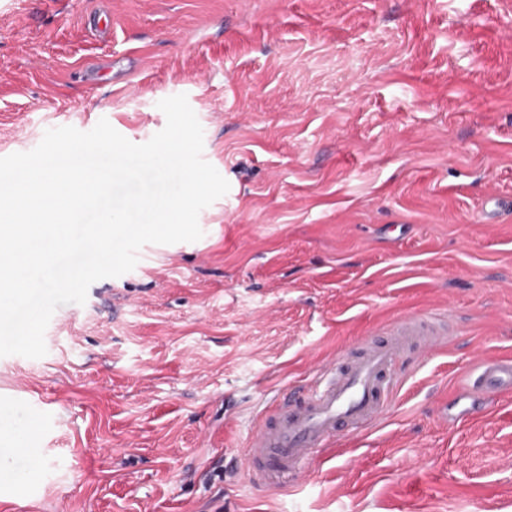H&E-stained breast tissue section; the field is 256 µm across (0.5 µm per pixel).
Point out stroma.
Segmentation results:
<instances>
[{
    "label": "stroma",
    "instance_id": "stroma-1",
    "mask_svg": "<svg viewBox=\"0 0 512 512\" xmlns=\"http://www.w3.org/2000/svg\"><path fill=\"white\" fill-rule=\"evenodd\" d=\"M177 94L230 189L0 357V512H512V393L443 416L512 356V0H0V157ZM410 317L385 418L251 478L267 408Z\"/></svg>",
    "mask_w": 512,
    "mask_h": 512
}]
</instances>
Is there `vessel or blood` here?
Returning a JSON list of instances; mask_svg holds the SVG:
<instances>
[{"label": "vessel or blood", "mask_w": 512, "mask_h": 512, "mask_svg": "<svg viewBox=\"0 0 512 512\" xmlns=\"http://www.w3.org/2000/svg\"><path fill=\"white\" fill-rule=\"evenodd\" d=\"M436 334L412 319L396 323L389 336L366 338L351 351L325 364L313 385L302 388L295 402L279 404L271 421L255 426L245 460L249 472L270 483H298L314 454L323 451L339 431L379 421L399 381L397 366L408 350L426 349ZM464 393L472 404L491 393L512 390V358H485Z\"/></svg>", "instance_id": "b4317fda"}]
</instances>
